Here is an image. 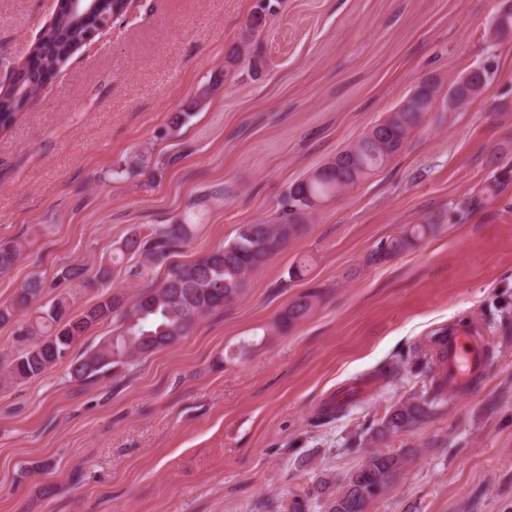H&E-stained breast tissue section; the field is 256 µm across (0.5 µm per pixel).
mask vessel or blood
I'll list each match as a JSON object with an SVG mask.
<instances>
[{
    "label": "vessel or blood",
    "instance_id": "1",
    "mask_svg": "<svg viewBox=\"0 0 512 512\" xmlns=\"http://www.w3.org/2000/svg\"><path fill=\"white\" fill-rule=\"evenodd\" d=\"M485 350V338L474 331L460 330L448 335L442 347L441 373L449 390H466L476 377L485 375Z\"/></svg>",
    "mask_w": 512,
    "mask_h": 512
}]
</instances>
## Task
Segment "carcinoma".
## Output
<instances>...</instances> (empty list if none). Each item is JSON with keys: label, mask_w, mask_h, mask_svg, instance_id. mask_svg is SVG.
<instances>
[{"label": "carcinoma", "mask_w": 512, "mask_h": 512, "mask_svg": "<svg viewBox=\"0 0 512 512\" xmlns=\"http://www.w3.org/2000/svg\"><path fill=\"white\" fill-rule=\"evenodd\" d=\"M277 3L278 0H262L255 6L247 20V35L260 31ZM491 28L498 36L512 34L511 5L498 13ZM84 32L82 18L71 13L67 0H59L53 24L31 50V56L38 63L37 69L24 64L18 67L12 85L0 87L1 128L10 125L14 117L40 95L42 72L57 70L73 48L83 43ZM246 65L258 69V62L248 58L245 47L238 45L225 58L224 75ZM491 75L492 69L488 68L469 71L457 78L448 86L454 91V97L442 100L443 106L450 111L460 109L482 92ZM223 83L225 80L217 76L199 89L191 111L177 113L168 123L165 135L177 136L195 112L210 103ZM440 93L438 80L430 78L420 83L354 144L311 175L295 182L288 190L279 217L269 222L241 225L232 240L214 247L195 261H170L191 241L195 230L192 224H148L131 233L112 251L109 257L112 265H119L125 255L132 254L138 256L145 267L166 266L164 278L148 284L132 297L111 290L108 269L90 279L81 264L62 268L59 280L80 288H97L101 296L76 315L70 313L72 295L64 292L45 304L33 306L42 295L43 282L32 279L25 283L11 302L0 303L1 326L33 311L25 329L29 346L0 366V391L39 377L64 361L69 362L70 378L76 382L92 383L132 374L140 359L174 345L199 321L233 303L242 291L246 276L260 268L296 234L305 215L383 168L402 150L410 133L421 125L425 114L439 100ZM435 230L433 224H416L398 236L383 239L368 255L367 262L377 264L402 253ZM21 255L20 243H0V274H8ZM314 303L315 296L310 293L296 297L267 330L268 335L286 332L307 318ZM109 319L116 324L112 335L102 337L80 356L71 357L73 346ZM442 396L437 384L428 395L414 396L396 404L375 435L395 433L420 423L440 403ZM404 463L401 454L371 452L348 478L344 491L328 500L327 512H365L368 502L385 490Z\"/></svg>", "instance_id": "obj_1"}]
</instances>
